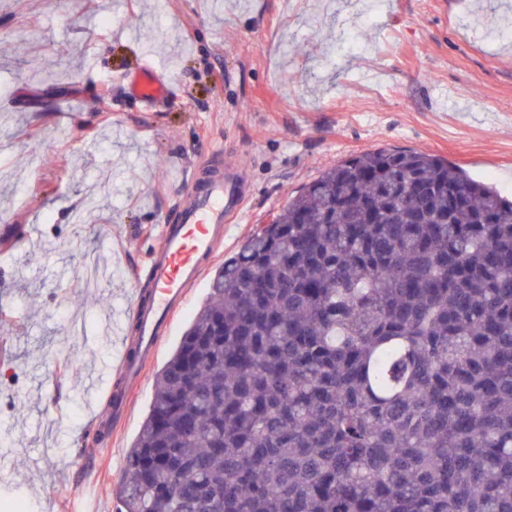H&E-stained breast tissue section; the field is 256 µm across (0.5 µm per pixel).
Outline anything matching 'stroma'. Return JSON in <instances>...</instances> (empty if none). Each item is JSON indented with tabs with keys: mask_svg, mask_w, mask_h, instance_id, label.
<instances>
[{
	"mask_svg": "<svg viewBox=\"0 0 512 512\" xmlns=\"http://www.w3.org/2000/svg\"><path fill=\"white\" fill-rule=\"evenodd\" d=\"M144 64L169 88L150 108L125 81ZM0 140V512H116L151 379L215 264L108 458L87 438L108 410L90 409L84 377L118 362L102 325L130 303L205 143L222 146L213 171L241 161L250 180L222 259L323 170L381 147L512 198V0H0Z\"/></svg>",
	"mask_w": 512,
	"mask_h": 512,
	"instance_id": "35a3bbf8",
	"label": "stroma"
}]
</instances>
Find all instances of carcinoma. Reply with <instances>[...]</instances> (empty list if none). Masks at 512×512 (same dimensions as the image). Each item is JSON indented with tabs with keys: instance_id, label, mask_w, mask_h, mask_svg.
Masks as SVG:
<instances>
[{
	"instance_id": "carcinoma-1",
	"label": "carcinoma",
	"mask_w": 512,
	"mask_h": 512,
	"mask_svg": "<svg viewBox=\"0 0 512 512\" xmlns=\"http://www.w3.org/2000/svg\"><path fill=\"white\" fill-rule=\"evenodd\" d=\"M119 512H512V200L380 148L224 260Z\"/></svg>"
}]
</instances>
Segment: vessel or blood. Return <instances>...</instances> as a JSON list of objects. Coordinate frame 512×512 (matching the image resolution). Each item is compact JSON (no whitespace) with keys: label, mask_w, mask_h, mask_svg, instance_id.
Segmentation results:
<instances>
[{"label":"vessel or blood","mask_w":512,"mask_h":512,"mask_svg":"<svg viewBox=\"0 0 512 512\" xmlns=\"http://www.w3.org/2000/svg\"><path fill=\"white\" fill-rule=\"evenodd\" d=\"M129 89L147 107L168 96L166 84L146 64L130 76ZM248 189L246 169L238 163L225 164L223 172L198 183L183 197L173 223L160 225L158 241L147 260L148 287L135 289L126 312L137 326L136 346L120 355L116 369L119 381L103 394L112 417L95 419V433L125 419L133 394L146 381L161 337L185 307L190 288L214 260L230 225L242 217Z\"/></svg>","instance_id":"vessel-or-blood-1"}]
</instances>
